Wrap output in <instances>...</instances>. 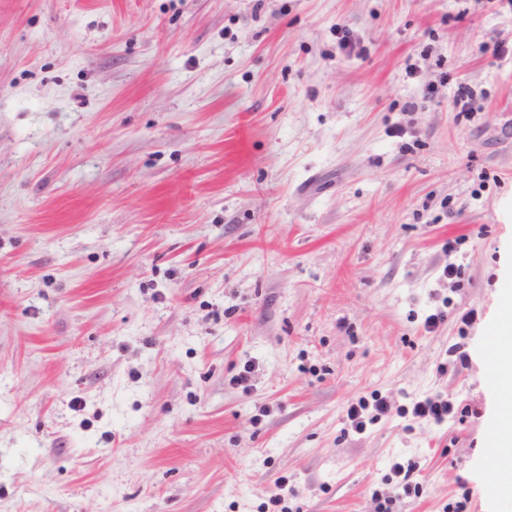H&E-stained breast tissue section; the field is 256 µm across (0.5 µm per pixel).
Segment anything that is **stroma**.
<instances>
[{"label":"stroma","instance_id":"1","mask_svg":"<svg viewBox=\"0 0 512 512\" xmlns=\"http://www.w3.org/2000/svg\"><path fill=\"white\" fill-rule=\"evenodd\" d=\"M509 127L512 0H0V512H512ZM496 359L492 372L498 393V411L493 421L494 433L509 444L512 440V324L498 326L493 334ZM390 411L386 399L375 392L371 395V402L365 398L351 402L346 409V420L352 431L361 434L367 430L368 425H374ZM458 411L459 406L452 396L437 393L415 397L408 407L399 408L397 413L402 417L411 414L415 418H426L436 425H442L456 417ZM495 465L499 470V474L501 475L499 481L497 482L494 493L497 498L501 497H510L512 496V480L510 476L512 475V456L505 455L494 460ZM508 475V478H506ZM417 469V462L413 461L412 459L407 460L406 464L401 462H395L392 464L390 471L391 476L386 475L385 485H390L394 477L399 478L400 480L397 481V485L393 488V490L390 491H379L376 490L373 492L374 499H377L379 506L377 512H391L393 508L394 502L400 499L402 497V494L399 492H396L397 490L401 489L403 492V495L410 497L412 494V491L414 494L419 493V487L417 485H414L412 488V483L410 482L411 476L413 475L414 471Z\"/></svg>","mask_w":512,"mask_h":512}]
</instances>
